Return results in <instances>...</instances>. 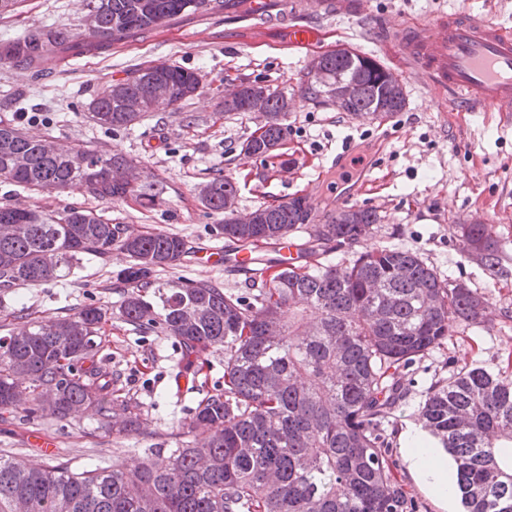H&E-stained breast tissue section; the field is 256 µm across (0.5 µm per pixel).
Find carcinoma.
Returning a JSON list of instances; mask_svg holds the SVG:
<instances>
[{
    "label": "carcinoma",
    "instance_id": "carcinoma-1",
    "mask_svg": "<svg viewBox=\"0 0 512 512\" xmlns=\"http://www.w3.org/2000/svg\"><path fill=\"white\" fill-rule=\"evenodd\" d=\"M224 2L85 0L98 15L99 33L30 27L0 43V64L29 69L38 79L73 52L104 53L159 28L160 17L169 23L198 12L221 14ZM321 65L329 79L355 84L346 112L383 119L406 105L399 79L365 53H326ZM164 75L170 108L197 94L196 73L169 66ZM156 76L147 66L120 81L122 89L106 86L90 103L92 118L112 129L133 126L157 109L141 94ZM281 99L271 92L264 124L242 142L243 154L265 157L282 145ZM128 162L121 154L103 160L90 150L32 139L0 118V178L18 185L79 189L104 201L131 196L147 205L153 196L138 173L112 177L114 166ZM236 193L235 182L219 176L201 201L222 214ZM260 211L265 224L226 218L219 229L254 247L305 229V263L270 265L255 291L239 296L210 280L152 278L187 253L173 233L150 229L131 238L123 225L91 210L69 207L52 216L0 207L1 288L54 281L86 255L105 260L119 250L129 258L117 274L125 323L177 339L187 372L203 353L224 351V390L200 401L176 447L151 448L132 466L82 471L0 455V512H419L397 476L387 433L405 396L402 373L446 340L454 324L491 320L492 305L462 282L440 280L410 250L373 247L344 266L318 261L331 243L340 248L371 237L378 223L372 210L349 208L313 226L302 197ZM454 236L490 276L504 275L493 226L460 224ZM108 315L92 304L47 319L12 312L25 326L0 336V414L40 411L65 420L90 410L118 438L141 434L138 414L112 398L100 346L83 343L98 336ZM270 323L275 336L265 334ZM498 359L496 372H452L421 407L424 426L453 458L451 487L464 512H512V350Z\"/></svg>",
    "mask_w": 512,
    "mask_h": 512
}]
</instances>
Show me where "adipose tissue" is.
I'll use <instances>...</instances> for the list:
<instances>
[{
	"label": "adipose tissue",
	"mask_w": 512,
	"mask_h": 512,
	"mask_svg": "<svg viewBox=\"0 0 512 512\" xmlns=\"http://www.w3.org/2000/svg\"><path fill=\"white\" fill-rule=\"evenodd\" d=\"M403 452L410 470L442 503H450L448 455L427 430L416 426L402 438Z\"/></svg>",
	"instance_id": "ef3b65f1"
}]
</instances>
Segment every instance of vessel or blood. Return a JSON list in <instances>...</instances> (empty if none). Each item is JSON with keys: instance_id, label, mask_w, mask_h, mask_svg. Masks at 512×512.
<instances>
[{"instance_id": "obj_1", "label": "vessel or blood", "mask_w": 512, "mask_h": 512, "mask_svg": "<svg viewBox=\"0 0 512 512\" xmlns=\"http://www.w3.org/2000/svg\"><path fill=\"white\" fill-rule=\"evenodd\" d=\"M254 13L267 24L285 25L291 46L316 36L312 25L289 21L288 0H254ZM385 35L398 47L406 73L439 90L444 108L512 113V27L456 12L431 25L390 27ZM206 256L208 263L230 269L260 262L250 249H210Z\"/></svg>"}]
</instances>
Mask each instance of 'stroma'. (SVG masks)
Here are the masks:
<instances>
[{"mask_svg":"<svg viewBox=\"0 0 512 512\" xmlns=\"http://www.w3.org/2000/svg\"><path fill=\"white\" fill-rule=\"evenodd\" d=\"M347 13L325 10L323 0H304L299 21L320 26L318 38L292 50L283 30L234 31L202 15L176 27L103 54L69 59L63 70L34 81L26 71L0 67V116L19 122L30 137L136 160L154 202L142 206L127 198L112 202L74 189L46 193L0 181V206H34L55 215L68 207L95 210L103 219L139 231L158 228L182 237L189 248L181 262L157 271L163 281L209 279L226 292L248 293L254 283L245 272L195 262L192 253L225 244L217 226L222 215L200 202L202 185L216 176L237 183L240 212L301 196L311 221L327 223L345 206L375 210L379 222L362 243L419 254L441 280L459 281L486 296L495 308L491 321L458 325L448 340L418 360L402 379L406 397L393 419L395 437L418 423L429 387L462 367L498 369L502 349L512 348V121L495 112H446L438 90L402 74L398 49L366 31L358 11H371L394 25L414 17L433 20L465 9L494 22L512 23V0H356ZM83 0H19L0 15V41L20 36L33 25L79 31ZM342 44L372 55L398 74L406 106L381 120L337 108L328 98L312 100L303 91L314 56ZM167 64L198 74L197 96L177 109L148 113L134 126L110 129L96 124L89 104L106 85L139 67ZM257 82L287 94L293 108L282 119L288 134L273 157H246L241 143L259 126L258 118L224 109L231 84ZM349 151L372 156V172L362 175L351 203L339 202L336 156ZM458 224L493 225L507 276L493 279L482 264L465 255L453 236ZM128 259L113 252L108 261L83 258L64 279L0 294V336L15 330L9 312L27 310L40 318L63 316L93 303L112 309L99 337L112 387L139 414L144 434L115 439L97 427L94 414L58 422L42 413L0 415V454L35 466L65 462L77 470L123 464L143 448L174 447L198 403L224 386V354L203 356L195 383L179 385L184 365L173 337L143 334L115 311L120 296L116 275ZM41 434L56 443L47 454L32 446Z\"/></svg>","mask_w":512,"mask_h":512,"instance_id":"stroma-1","label":"stroma"}]
</instances>
